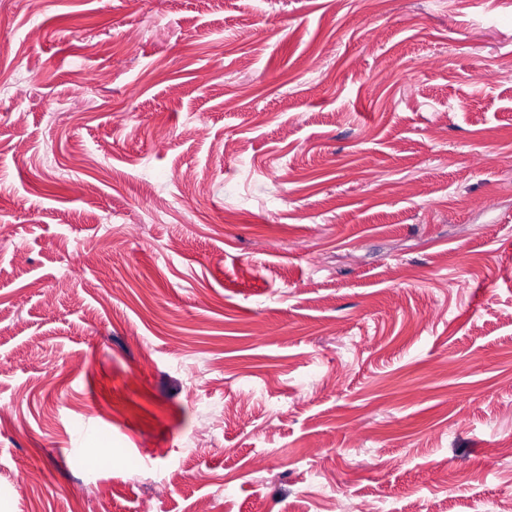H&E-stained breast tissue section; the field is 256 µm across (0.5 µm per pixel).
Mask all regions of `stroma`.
<instances>
[{
	"label": "stroma",
	"instance_id": "1",
	"mask_svg": "<svg viewBox=\"0 0 512 512\" xmlns=\"http://www.w3.org/2000/svg\"><path fill=\"white\" fill-rule=\"evenodd\" d=\"M0 99V512L512 496V0H10Z\"/></svg>",
	"mask_w": 512,
	"mask_h": 512
}]
</instances>
